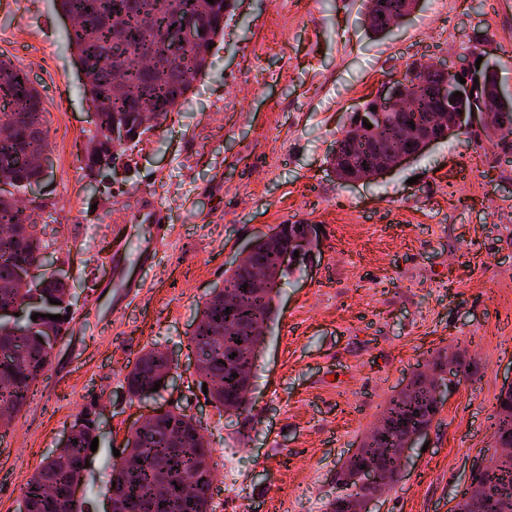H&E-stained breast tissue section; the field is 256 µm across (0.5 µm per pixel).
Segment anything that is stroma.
Listing matches in <instances>:
<instances>
[{"label": "stroma", "instance_id": "obj_1", "mask_svg": "<svg viewBox=\"0 0 512 512\" xmlns=\"http://www.w3.org/2000/svg\"><path fill=\"white\" fill-rule=\"evenodd\" d=\"M0 0V55L27 67L43 100L50 161L31 221L44 256L68 275L74 319L10 428L0 429V512L91 411L96 451L79 482L83 512H106L114 450L154 409L194 417L214 466L234 449L233 493L213 512H324L336 472L390 398L447 354L471 367L406 453L401 481L372 512H450L491 446L512 384V152L479 128L436 141L390 173L336 179L328 158L353 108L414 62L454 67L490 37L512 87V0H420L383 40L360 0H241L185 101L129 152L125 170L89 185L81 170L94 105L53 0ZM139 197L172 217L147 265L115 239ZM318 226L290 266L252 372L251 410L215 407L193 368L198 307L230 262L277 225ZM141 285L124 297L120 281ZM165 350L170 377L130 399L141 353Z\"/></svg>", "mask_w": 512, "mask_h": 512}]
</instances>
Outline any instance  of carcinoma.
<instances>
[{
	"instance_id": "1",
	"label": "carcinoma",
	"mask_w": 512,
	"mask_h": 512,
	"mask_svg": "<svg viewBox=\"0 0 512 512\" xmlns=\"http://www.w3.org/2000/svg\"><path fill=\"white\" fill-rule=\"evenodd\" d=\"M208 0H54L57 9L74 20L67 30V43L84 67V86L97 112L91 148L84 157L85 177L95 167L109 168L159 128L181 105L192 81L205 74L216 42L224 38V24L233 20L240 0H231L224 10L206 13ZM372 0H362L366 32L383 39L400 23L415 0H385L387 12L369 13ZM203 22L206 44L202 52L187 54L180 46H157L160 31L179 23ZM440 76L431 73L417 88L418 111L393 112L391 125L363 129L359 139L343 135L336 139L338 154L330 164L340 181L354 174L353 163L372 157H390L417 138L420 125L430 112L444 107L437 97ZM0 102L9 108L0 113V404L16 413L24 405L32 384L52 361L50 336L64 337L73 316L67 281L47 280L42 245L27 224L15 192L42 180L33 163L48 155L47 132L42 124V101L27 69L9 59H0ZM493 121L512 135V93L502 91ZM277 264V251L260 238L253 243L250 266L224 271V287L236 300L215 295L198 309V328L190 345L198 361L216 377L219 386L209 388V397L226 410L242 414L249 406L241 400L242 378H250L255 364L254 344L264 336H250L244 327L262 330L276 319L275 295H254L252 279ZM26 284H20L21 277ZM57 304L50 303V300ZM23 315L10 313L17 303ZM39 314L37 320L31 316ZM63 319L52 321L48 315ZM166 364L161 351L146 350L125 377L130 398L151 396L162 383L158 370ZM435 410L431 389L417 375L407 388L392 397L380 421L381 437L362 447L364 458L386 468L396 448L411 429L431 426ZM95 419L84 411L70 428L69 445L48 457L22 489L19 512H81L68 494L80 480L83 463L94 439ZM124 452L143 463L115 470V496L119 512H211L208 491L215 469L207 465L212 449L200 436L193 418L170 410L156 423L130 434Z\"/></svg>"
}]
</instances>
